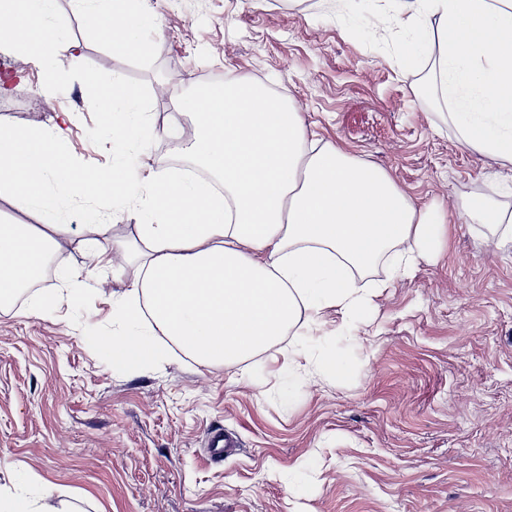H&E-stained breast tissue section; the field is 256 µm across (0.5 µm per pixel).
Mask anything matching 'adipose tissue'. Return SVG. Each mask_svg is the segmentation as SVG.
I'll return each mask as SVG.
<instances>
[{
  "mask_svg": "<svg viewBox=\"0 0 512 512\" xmlns=\"http://www.w3.org/2000/svg\"><path fill=\"white\" fill-rule=\"evenodd\" d=\"M417 18L418 41L436 49L441 96L456 140L512 172V0H397ZM91 40L147 56L158 16L149 0H74ZM55 0H0V46L45 63L44 81L69 49ZM100 124L119 150L112 164L86 170L65 160L63 127L47 132L0 122V198L35 213L34 224H0V302L11 300L61 252L68 225L58 223L48 187L140 205L130 235H111L89 211L77 249L89 270L108 268L122 283L112 309L117 329L101 348L123 370L179 348L206 364H232L267 353L290 332L313 335L330 314L360 319L374 302L357 276L385 254L403 269L441 253L448 211L415 205L385 170L309 135L297 105L250 80L202 86L179 97L162 132L181 138L199 178L153 170L143 161L154 128L141 95L113 79L85 84ZM160 332L162 342L150 339ZM306 359L311 374L348 383L347 359L289 350L283 371Z\"/></svg>",
  "mask_w": 512,
  "mask_h": 512,
  "instance_id": "adipose-tissue-1",
  "label": "adipose tissue"
}]
</instances>
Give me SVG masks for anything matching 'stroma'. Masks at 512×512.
Wrapping results in <instances>:
<instances>
[{
	"instance_id": "obj_1",
	"label": "stroma",
	"mask_w": 512,
	"mask_h": 512,
	"mask_svg": "<svg viewBox=\"0 0 512 512\" xmlns=\"http://www.w3.org/2000/svg\"><path fill=\"white\" fill-rule=\"evenodd\" d=\"M152 53L137 59L86 41L72 0H57L71 50L44 66L0 47V120L63 124L67 158L89 168L110 153L85 74L138 87L162 126L171 97L213 79H248L300 106L319 138L389 172L416 204L455 214L447 250L389 281L342 352L349 383L293 375L282 405L279 364L257 355L204 365L181 350L113 370L115 283L97 284L80 254L48 262L39 288L85 276L76 304L31 314L39 288L0 306V492L55 512H512V244L501 246L462 211L504 200L498 162L461 147L432 83L436 56L406 64L414 22L394 0H151ZM167 86L168 96L158 95ZM78 236L87 210L134 223L131 204L56 197ZM240 449L210 458L212 431Z\"/></svg>"
}]
</instances>
